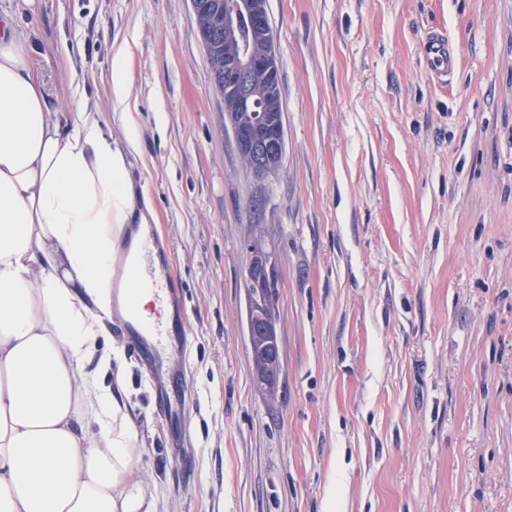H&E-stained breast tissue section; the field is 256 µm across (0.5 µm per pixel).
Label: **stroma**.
Instances as JSON below:
<instances>
[{"mask_svg":"<svg viewBox=\"0 0 512 512\" xmlns=\"http://www.w3.org/2000/svg\"><path fill=\"white\" fill-rule=\"evenodd\" d=\"M67 119L98 105L172 244L185 334L155 374L120 319L157 512H512V0H268L285 151L225 132L191 0H0ZM456 51L432 78L430 33ZM128 59L130 108L110 100ZM278 274L255 385L246 248ZM184 419L160 415L153 376ZM270 350L277 351L278 358L276 360L270 359ZM250 355L256 382L269 396L275 398L277 395L278 379H274L273 375L276 371H279L280 374L281 370V358L275 329L273 336H261L253 341Z\"/></svg>","mask_w":512,"mask_h":512,"instance_id":"stroma-1","label":"stroma"}]
</instances>
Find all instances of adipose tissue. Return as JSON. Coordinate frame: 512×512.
Returning a JSON list of instances; mask_svg holds the SVG:
<instances>
[{"instance_id":"obj_1","label":"adipose tissue","mask_w":512,"mask_h":512,"mask_svg":"<svg viewBox=\"0 0 512 512\" xmlns=\"http://www.w3.org/2000/svg\"><path fill=\"white\" fill-rule=\"evenodd\" d=\"M0 23V512H152L123 385L104 378L112 250L144 224L100 122L64 124Z\"/></svg>"}]
</instances>
